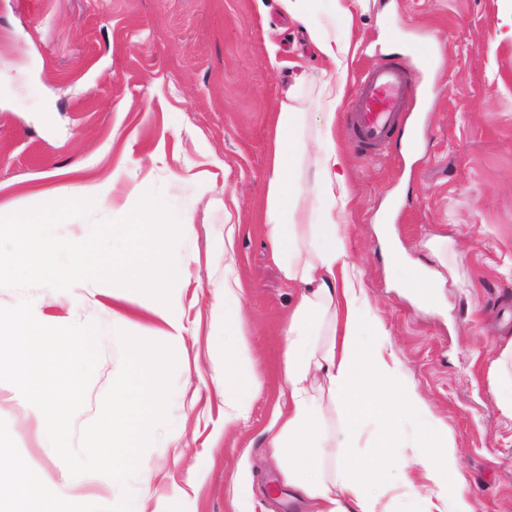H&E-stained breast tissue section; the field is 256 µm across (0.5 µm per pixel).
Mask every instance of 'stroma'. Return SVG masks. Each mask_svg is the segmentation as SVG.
Masks as SVG:
<instances>
[{"instance_id": "obj_1", "label": "stroma", "mask_w": 512, "mask_h": 512, "mask_svg": "<svg viewBox=\"0 0 512 512\" xmlns=\"http://www.w3.org/2000/svg\"><path fill=\"white\" fill-rule=\"evenodd\" d=\"M503 0H378L333 28L354 48L349 80L388 60L384 43L409 59L419 40L435 59L413 72L408 118L420 119L417 149L399 139L358 148L336 116V142L348 162L350 219L344 230L364 273L373 311L416 391L448 425L470 478L476 512H512V418L500 407L493 362L512 337V40L500 28ZM328 63L281 0H0V213L39 206L37 190L63 199L102 186L89 216L59 225L83 240L90 225L136 204L135 189L158 191L185 212L192 231L176 253L190 275L172 289L186 331L171 341L140 292L113 296L86 282L59 295L49 287H0V306L31 298L45 325H99L100 359L73 421L72 444L93 421L122 362L120 333L171 346L177 366L167 420L142 457L150 480L126 483L95 473L71 476L45 446L44 419L18 389L0 382V483L18 469L37 495L16 493L0 512H66L102 497L103 512L128 498L147 512H233L234 482L253 480L250 512H310L285 487L283 463L267 446L281 401L284 324L295 291L271 258L263 210L274 114L305 115L312 135L327 96ZM235 198L240 230L235 269L245 288L243 333L257 374L247 422L225 421L215 381L224 368V201ZM395 199L393 224L407 255L435 271L432 301L390 285L375 232ZM454 239L461 255L444 268L425 247ZM67 498H47L48 484Z\"/></svg>"}]
</instances>
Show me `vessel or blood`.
Here are the masks:
<instances>
[{
	"mask_svg": "<svg viewBox=\"0 0 512 512\" xmlns=\"http://www.w3.org/2000/svg\"><path fill=\"white\" fill-rule=\"evenodd\" d=\"M407 66L382 62L363 75L348 112L356 141L365 147L386 143L401 127L412 93Z\"/></svg>",
	"mask_w": 512,
	"mask_h": 512,
	"instance_id": "1",
	"label": "vessel or blood"
}]
</instances>
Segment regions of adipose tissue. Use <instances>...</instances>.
<instances>
[{
  "label": "adipose tissue",
  "mask_w": 512,
  "mask_h": 512,
  "mask_svg": "<svg viewBox=\"0 0 512 512\" xmlns=\"http://www.w3.org/2000/svg\"><path fill=\"white\" fill-rule=\"evenodd\" d=\"M286 6L330 63L334 88L313 140L302 135L301 113L283 107L275 117L264 225L272 258L297 288L298 299L284 329L288 407L269 427V445L287 460L286 480L313 512H379L380 496L365 483L372 475L385 486L398 478L416 501L414 512H475L447 424L431 412L389 352V331L366 308L362 283L349 262L342 233L349 202L346 157L336 143V113L348 88L350 44L316 19L310 0H286ZM309 158L314 171L304 187L300 177ZM378 232L389 242L385 262L396 273V285L428 296L432 282L427 270L409 262L393 243L391 225H379ZM236 233V224L225 219L222 386L225 405L235 420L244 421L258 384L241 339L243 288L234 271ZM318 378L343 409L341 426L329 440L320 427L321 403L311 393ZM400 414L419 424L429 453L411 459L393 456L402 443L395 423ZM368 419L379 424L374 455L335 458L338 479L327 482L323 462L330 442L348 443Z\"/></svg>",
  "instance_id": "adipose-tissue-1"
}]
</instances>
